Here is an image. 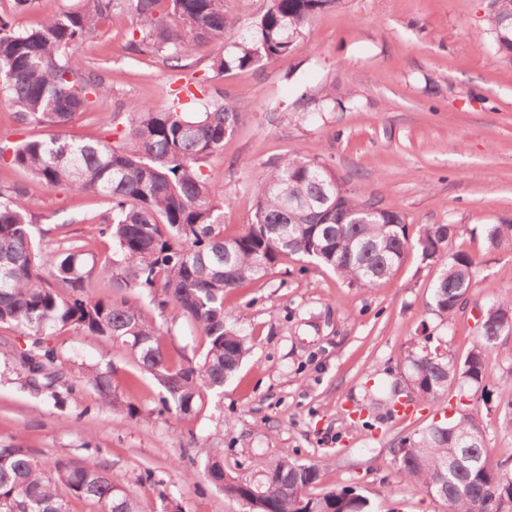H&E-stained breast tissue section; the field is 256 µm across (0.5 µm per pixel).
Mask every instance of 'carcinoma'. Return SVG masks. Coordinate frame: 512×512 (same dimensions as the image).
<instances>
[{"label": "carcinoma", "mask_w": 512, "mask_h": 512, "mask_svg": "<svg viewBox=\"0 0 512 512\" xmlns=\"http://www.w3.org/2000/svg\"><path fill=\"white\" fill-rule=\"evenodd\" d=\"M32 0H13V12L0 15V94L25 128L64 127L108 92L91 72L82 70L75 49L89 41L115 11L133 14L128 48L164 55L170 69L194 55L204 42L225 47L211 70L260 65L290 53L314 20L338 0H269L252 31L232 37L233 19L224 0H82L35 29L16 25L15 16ZM496 57L512 61V0H493L488 16ZM163 107L134 102L124 119L112 113L119 131L106 138L78 141L56 135L13 140L0 134V166L19 170L48 190L94 194L107 202L105 213L87 219L92 237L106 238L112 252L96 256L89 240L54 227L57 247L42 246L45 231L34 224L27 188L0 183V325L27 339L11 353L24 386L57 387L70 394L92 389L100 403L130 419H140L134 404L119 400L112 372L91 366L64 378L61 353L47 337L59 330L99 336L123 347L159 386L158 412L195 418L250 352L245 334L226 325L224 293L260 280L288 257L308 259L339 274L349 285L371 288L390 277L415 249L439 267L431 310L447 319L462 306L473 285L475 260L448 252L452 224H423L409 239L398 211L379 207L348 188L328 166L290 154L263 170L252 182L255 213L236 235H224V197L207 188L203 162L224 150V138L236 125L239 109L210 96L199 112H186L179 94ZM491 249L512 248V224H488ZM154 296L161 310L173 305L207 339L197 361L175 364L164 350L157 325L133 296ZM494 319H512V300H494L485 311ZM500 336L481 334L465 358L439 349L410 359L406 382L388 391L391 402L407 395L432 402L448 386L467 382L489 385L511 395L512 373L490 382L485 355ZM481 428L466 413L433 423L405 437L398 456L411 482L444 502L453 512H512V472L494 466L482 443L467 446ZM257 478L224 480V449L214 448L202 472L224 496L240 503L261 490L256 512H365L366 498L351 486L310 493L319 468L286 457L254 461ZM90 503L94 512H141L136 497L109 475L95 457L80 462L58 459L45 469L18 443L0 444V512H70V501Z\"/></svg>", "instance_id": "1"}]
</instances>
